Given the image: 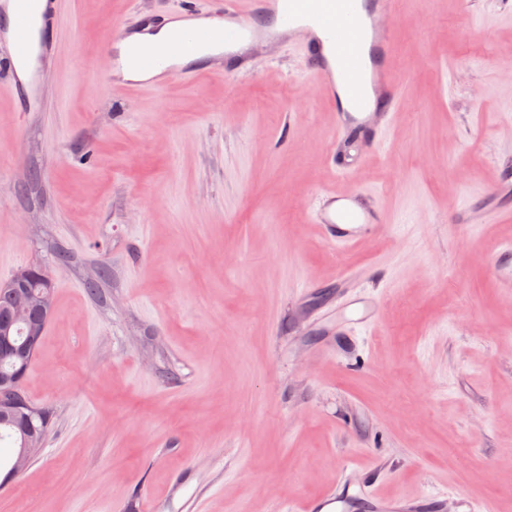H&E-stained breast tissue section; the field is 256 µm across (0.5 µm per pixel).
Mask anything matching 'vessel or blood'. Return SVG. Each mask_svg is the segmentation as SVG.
<instances>
[{
    "instance_id": "b4317fda",
    "label": "vessel or blood",
    "mask_w": 512,
    "mask_h": 512,
    "mask_svg": "<svg viewBox=\"0 0 512 512\" xmlns=\"http://www.w3.org/2000/svg\"><path fill=\"white\" fill-rule=\"evenodd\" d=\"M56 0H0L9 25L0 28V46L10 70L0 92L15 96L22 111L40 103V75L54 46ZM207 10L187 0L181 11L168 16L167 45L159 50L132 43L120 33L109 46L111 60L101 80L108 87L161 93L175 77L198 76L185 65L187 51H217L223 56V74L237 75L254 69L260 50L280 38L297 42L316 81L321 98L336 114V131L346 148L330 152V168L339 175L354 171L357 150L382 146L395 112L403 99L402 83L395 71V19L401 0H213ZM269 6L275 21L268 28L258 20L261 6ZM512 196V161L498 164L494 185L484 192L477 210L457 212L458 223L484 224L512 215L504 198ZM324 241L337 249L350 248L370 228L386 224L388 216L373 196L363 192L339 194L323 191L312 212ZM496 280L512 293V244L500 246L493 257ZM377 304L370 299L344 304L341 313L354 325H371ZM357 495L340 484L334 495L310 504V512H352Z\"/></svg>"
}]
</instances>
